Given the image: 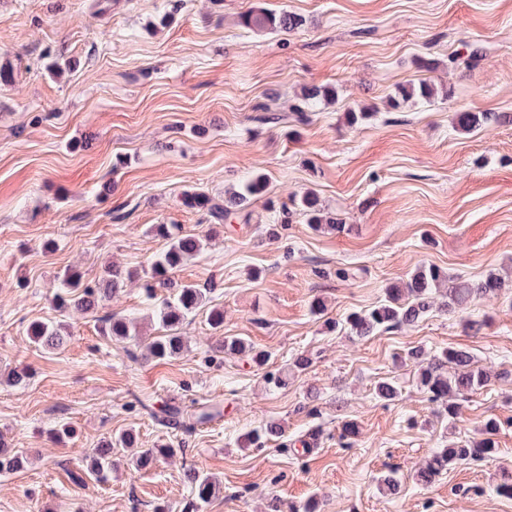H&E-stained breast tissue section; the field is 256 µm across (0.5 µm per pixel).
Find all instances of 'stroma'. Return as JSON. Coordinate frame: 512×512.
Segmentation results:
<instances>
[{"label":"stroma","instance_id":"35a3bbf8","mask_svg":"<svg viewBox=\"0 0 512 512\" xmlns=\"http://www.w3.org/2000/svg\"><path fill=\"white\" fill-rule=\"evenodd\" d=\"M250 9L305 24L256 33L238 23ZM471 47L482 55L470 67L449 63ZM55 60L70 70L49 71ZM4 70L0 372L24 366L31 378L0 383V435L32 462L0 476V512H182L192 468L221 486L204 512H296L310 499L317 512H512V497L495 491L512 472V289L369 337L345 323L422 265L512 278V0H0ZM422 79L438 89L431 103L394 106L398 85ZM309 86L337 96L301 124L290 107ZM352 109L371 117L350 126ZM463 111L509 119L464 133ZM257 172L268 186L250 201V223L215 226L183 202ZM307 190L336 228L312 230L297 211L273 239L278 205ZM158 224L217 231L172 273L218 283L183 324L181 356L132 359L77 312L64 317L60 349L30 341V323L55 315L59 271L95 281L112 262L142 269L165 246ZM317 301L323 314L311 312ZM156 308L134 282L107 306L138 318L147 336L162 332ZM212 308L224 312L222 332L208 324ZM220 333L268 362L216 350ZM415 348L428 360L461 348L491 369L457 426L419 386L407 357ZM301 355L303 370L293 365ZM269 372L286 374L285 385L269 384ZM383 379L394 400L376 397ZM205 398L222 400V415L192 429L148 411L166 401L190 411ZM489 417L499 424L493 457L417 482L421 463L478 437ZM62 422L75 428L72 442H53ZM270 422L281 437L243 446ZM346 423L357 433L344 440ZM126 429L139 448L175 456L98 482L85 456ZM313 433L318 446L302 447ZM390 472L395 494L379 488Z\"/></svg>","mask_w":512,"mask_h":512}]
</instances>
